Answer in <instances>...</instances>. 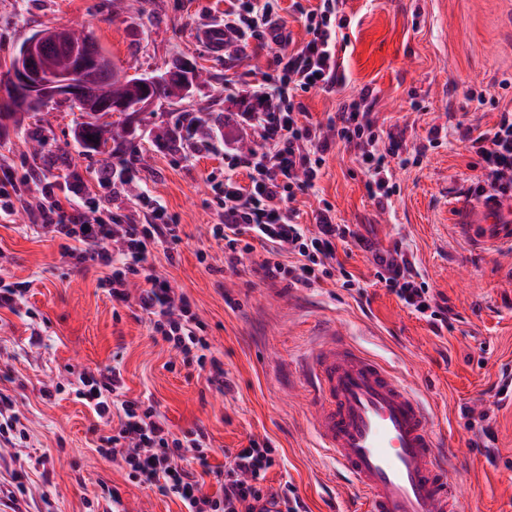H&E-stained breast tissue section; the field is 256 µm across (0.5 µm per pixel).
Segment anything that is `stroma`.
<instances>
[{
	"mask_svg": "<svg viewBox=\"0 0 512 512\" xmlns=\"http://www.w3.org/2000/svg\"><path fill=\"white\" fill-rule=\"evenodd\" d=\"M225 0H0V64L31 35L49 27L79 28L128 75L154 74L185 60L202 67L203 81L180 103H156L139 115L135 133L112 155L88 154L72 134L67 104L53 105L46 122L26 120L0 135V166L64 184L81 178L100 209L125 221L142 214L141 194L160 200L184 231L174 262L162 248L152 257L176 293L185 294L206 326L210 353L234 383L218 392L198 366L184 365L135 303L112 302L101 270L74 266L61 241L28 227L27 213L0 222V277L29 290L22 310L0 309V389L8 390L27 431L25 447L0 448V484L21 475L25 512H109L118 490L125 512H185L176 497L131 481L125 467L104 459V434L79 399L70 368L118 367L123 392L147 399L184 436L203 428L218 470L225 449L250 440L277 448L267 473L272 487L292 484L308 512H365L349 477L316 446L311 395L301 361L330 332L386 363L430 407L434 428L451 452L462 512H512V395L498 398L512 378V238L482 249L461 225L465 190L481 173L461 139L463 128L485 131L501 110L512 111V0H343L338 30L345 83L307 94L312 121L326 122L340 102L369 89L380 130L402 136L407 151L392 158L399 187L386 208L365 189L356 152L334 145L313 194L292 207L304 224L330 203L337 223L350 225L386 249L401 244L435 294L457 315L435 335L374 278L369 252L338 245L336 257L366 286L351 297L339 278L311 288L269 281L258 272L263 247L244 256L245 274L224 269V242L212 182L224 177V115L236 104L225 78L261 80L273 49L238 63L214 54L198 32L224 17ZM440 144L428 145L431 131ZM42 137L41 157L30 153ZM135 161L129 184L101 186L102 173ZM61 385L52 399L43 386ZM487 419L492 442L473 426Z\"/></svg>",
	"mask_w": 512,
	"mask_h": 512,
	"instance_id": "stroma-1",
	"label": "stroma"
}]
</instances>
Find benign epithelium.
<instances>
[{"mask_svg":"<svg viewBox=\"0 0 512 512\" xmlns=\"http://www.w3.org/2000/svg\"><path fill=\"white\" fill-rule=\"evenodd\" d=\"M62 47L69 49L75 59L72 68L61 73L45 71V58ZM90 67L107 71L111 64L108 57L93 50L83 31L74 28L65 32L54 28L40 30L22 46L7 80L0 81V102L18 112L40 113L53 103L74 101L81 104L85 112L110 113V120L129 135L134 129V118L156 103L157 98L151 95L154 85L180 79L186 82V87H191L186 75L190 67L184 65L141 82L143 94L132 106L124 101H98L84 89V73Z\"/></svg>","mask_w":512,"mask_h":512,"instance_id":"benign-epithelium-1","label":"benign epithelium"}]
</instances>
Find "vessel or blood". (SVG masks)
Listing matches in <instances>:
<instances>
[{"label":"vessel or blood","mask_w":512,"mask_h":512,"mask_svg":"<svg viewBox=\"0 0 512 512\" xmlns=\"http://www.w3.org/2000/svg\"><path fill=\"white\" fill-rule=\"evenodd\" d=\"M479 223L512 233V198L481 204ZM304 374L316 445L364 494L367 512H458V491L416 391L379 359L333 337Z\"/></svg>","instance_id":"obj_1"}]
</instances>
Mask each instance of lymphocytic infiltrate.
I'll return each mask as SVG.
<instances>
[{
    "label": "lymphocytic infiltrate",
    "mask_w": 512,
    "mask_h": 512,
    "mask_svg": "<svg viewBox=\"0 0 512 512\" xmlns=\"http://www.w3.org/2000/svg\"><path fill=\"white\" fill-rule=\"evenodd\" d=\"M228 2L226 45L257 50L273 43L279 51L260 82L229 87L244 110L224 134L227 171L213 187L222 219L214 233L224 241L225 268L239 272L242 255L259 242L268 245L270 252L259 267L264 279H288L310 287L330 277L337 244L353 242L372 253L378 282L412 314L425 320L435 334L451 330L453 310L447 299L433 293L401 245L377 250L349 225L336 223L331 205L316 211L311 228L300 224L289 207L297 193L315 189L325 157L337 141L358 150L368 176V195L378 206L388 205L396 191L389 160L403 144L394 136L382 139L369 92L342 102L323 126L308 121L300 100L301 94L313 90L332 92L344 79L336 34L346 19L339 14L337 0H321L313 8L294 0L292 8L308 34L307 41L294 49L289 46L279 0ZM245 128L259 140L260 150L239 149L237 133ZM462 139L482 169L468 196L478 201L493 191L512 196V113L501 112L492 129L478 133L465 129ZM240 169L246 171L248 185L236 180ZM36 180L30 170L20 176L8 169L0 173V221L13 222L17 210L25 209L38 228L62 240L65 258L78 266L110 269L104 284L113 301H135L149 317L155 336L183 360L210 367L208 381L218 391L231 390L222 362L206 355L205 325L189 298L176 294L150 260L157 245L163 246L167 260H174L182 241L181 227L168 218L165 207L145 200L141 221L122 223L104 218L98 205L86 198L83 183L65 186L60 193L46 184L33 195L29 186ZM135 281L141 287L133 295L129 287ZM76 380L78 395L112 430L101 455L121 461L129 479L178 497L187 512H307L292 486H267L266 474L276 463L270 443L253 440L231 453L228 468L217 476L219 491L211 494L182 465L190 455L200 466H207L210 446L202 429H195L193 438L185 441L175 437L154 405L123 398L119 368H84Z\"/></svg>",
    "instance_id": "lymphocytic-infiltrate-1"
}]
</instances>
